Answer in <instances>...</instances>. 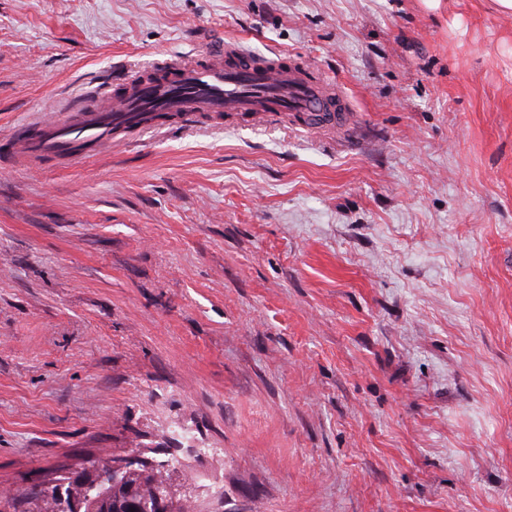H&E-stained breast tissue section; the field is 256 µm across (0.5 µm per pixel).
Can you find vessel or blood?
<instances>
[{"label": "vessel or blood", "instance_id": "vessel-or-blood-1", "mask_svg": "<svg viewBox=\"0 0 512 512\" xmlns=\"http://www.w3.org/2000/svg\"><path fill=\"white\" fill-rule=\"evenodd\" d=\"M207 55L201 64L168 62L150 79L132 76L109 107H100L96 93L88 91L79 108L37 113L8 141L11 155L35 163L50 158L67 166L131 133L156 131L164 122L194 125L222 112L251 119L289 113L323 131L347 121L336 107L335 93L300 68L252 57L229 42L209 49Z\"/></svg>", "mask_w": 512, "mask_h": 512}]
</instances>
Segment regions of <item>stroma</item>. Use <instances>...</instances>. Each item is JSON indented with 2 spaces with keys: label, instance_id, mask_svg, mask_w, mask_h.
<instances>
[{
  "label": "stroma",
  "instance_id": "stroma-1",
  "mask_svg": "<svg viewBox=\"0 0 512 512\" xmlns=\"http://www.w3.org/2000/svg\"><path fill=\"white\" fill-rule=\"evenodd\" d=\"M216 37L329 80L349 125L0 156V492L192 444L189 512H512V15L0 0V138Z\"/></svg>",
  "mask_w": 512,
  "mask_h": 512
}]
</instances>
